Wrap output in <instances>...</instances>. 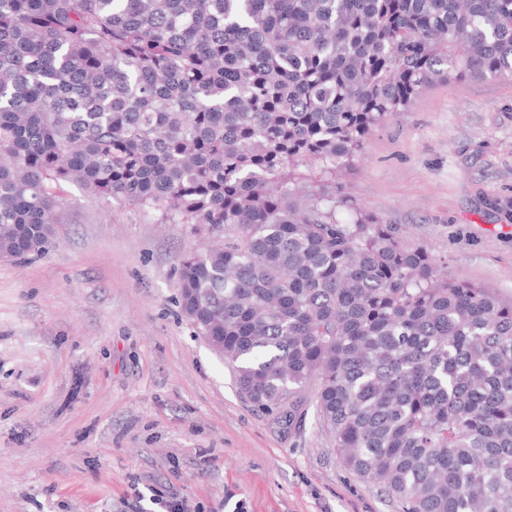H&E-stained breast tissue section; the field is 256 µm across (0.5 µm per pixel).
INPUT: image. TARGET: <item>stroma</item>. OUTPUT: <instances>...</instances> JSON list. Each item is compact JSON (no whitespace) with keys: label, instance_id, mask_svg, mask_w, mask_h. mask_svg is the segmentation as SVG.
Instances as JSON below:
<instances>
[{"label":"stroma","instance_id":"stroma-1","mask_svg":"<svg viewBox=\"0 0 512 512\" xmlns=\"http://www.w3.org/2000/svg\"><path fill=\"white\" fill-rule=\"evenodd\" d=\"M449 278L512 300V77L439 81L336 176ZM186 224L64 188L48 253L0 258V512H396L316 412L241 393L178 304Z\"/></svg>","mask_w":512,"mask_h":512}]
</instances>
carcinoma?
<instances>
[{"mask_svg": "<svg viewBox=\"0 0 512 512\" xmlns=\"http://www.w3.org/2000/svg\"><path fill=\"white\" fill-rule=\"evenodd\" d=\"M512 76V0H0V255L61 192L224 242L179 304L240 391L301 392L398 512H512V303L325 181L438 79Z\"/></svg>", "mask_w": 512, "mask_h": 512, "instance_id": "1", "label": "carcinoma"}]
</instances>
